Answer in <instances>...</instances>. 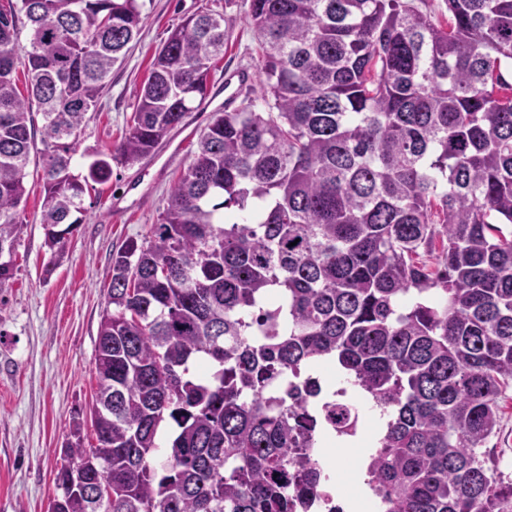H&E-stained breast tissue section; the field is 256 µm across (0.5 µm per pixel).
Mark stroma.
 I'll return each mask as SVG.
<instances>
[{
  "label": "stroma",
  "instance_id": "obj_1",
  "mask_svg": "<svg viewBox=\"0 0 512 512\" xmlns=\"http://www.w3.org/2000/svg\"><path fill=\"white\" fill-rule=\"evenodd\" d=\"M204 7L233 22L209 96L150 155L133 164L113 162L111 178L89 187L83 222L64 239L61 253L45 244L40 175L27 178L29 195L11 255L14 275L0 286V512H48L60 450L75 417L88 413L92 402L112 256L159 222L211 112L242 104L245 92L228 96L225 75L258 70L248 0H146L138 40L113 70L110 93L75 147L73 172L84 173L94 154L120 143L157 50L185 17Z\"/></svg>",
  "mask_w": 512,
  "mask_h": 512
}]
</instances>
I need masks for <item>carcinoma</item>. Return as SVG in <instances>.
<instances>
[{
    "label": "carcinoma",
    "instance_id": "cac0c4a2",
    "mask_svg": "<svg viewBox=\"0 0 512 512\" xmlns=\"http://www.w3.org/2000/svg\"><path fill=\"white\" fill-rule=\"evenodd\" d=\"M446 5L440 22L413 0H250L260 95L212 114L160 222L113 255L95 442L76 423L51 512H299L319 479L305 449L359 421L288 385L326 358L392 410L366 463L379 512H512L482 451L512 385V0ZM142 7L0 5V241L30 163L54 249L111 160L148 155L205 96L232 24L201 11L163 43L114 153L70 172Z\"/></svg>",
    "mask_w": 512,
    "mask_h": 512
}]
</instances>
